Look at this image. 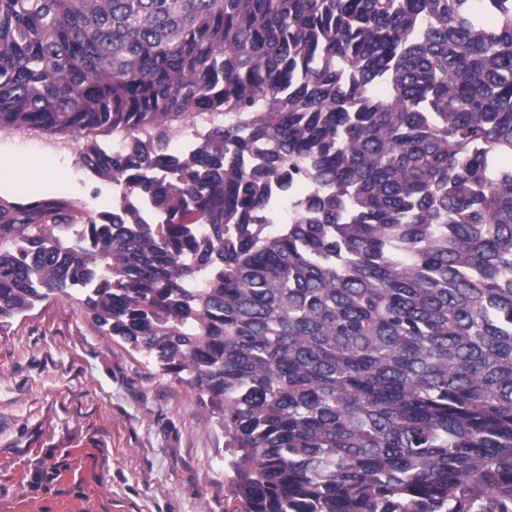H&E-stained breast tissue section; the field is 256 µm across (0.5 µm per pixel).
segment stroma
Instances as JSON below:
<instances>
[{
	"label": "stroma",
	"instance_id": "stroma-1",
	"mask_svg": "<svg viewBox=\"0 0 512 512\" xmlns=\"http://www.w3.org/2000/svg\"><path fill=\"white\" fill-rule=\"evenodd\" d=\"M78 143L0 136V195L50 183L90 212L112 186L76 163ZM44 157L43 175L20 164ZM80 292L0 328V512H241L222 412L145 352L103 334Z\"/></svg>",
	"mask_w": 512,
	"mask_h": 512
}]
</instances>
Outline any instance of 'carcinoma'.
Segmentation results:
<instances>
[{"label":"carcinoma","instance_id":"1","mask_svg":"<svg viewBox=\"0 0 512 512\" xmlns=\"http://www.w3.org/2000/svg\"><path fill=\"white\" fill-rule=\"evenodd\" d=\"M20 130L112 135L125 202L0 197V320L85 289L219 405L244 512L512 505V0H0Z\"/></svg>","mask_w":512,"mask_h":512}]
</instances>
